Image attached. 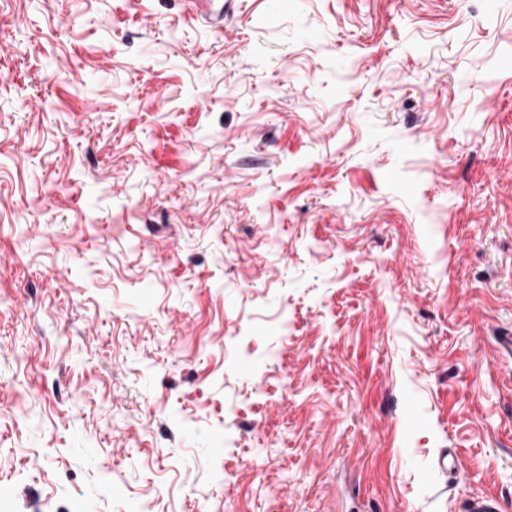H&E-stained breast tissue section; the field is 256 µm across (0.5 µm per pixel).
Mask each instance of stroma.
Wrapping results in <instances>:
<instances>
[{
    "label": "stroma",
    "instance_id": "35a3bbf8",
    "mask_svg": "<svg viewBox=\"0 0 512 512\" xmlns=\"http://www.w3.org/2000/svg\"><path fill=\"white\" fill-rule=\"evenodd\" d=\"M503 336L512 0H0V512H512Z\"/></svg>",
    "mask_w": 512,
    "mask_h": 512
}]
</instances>
